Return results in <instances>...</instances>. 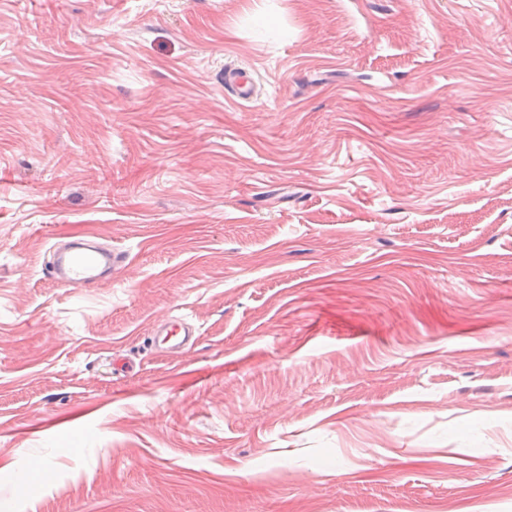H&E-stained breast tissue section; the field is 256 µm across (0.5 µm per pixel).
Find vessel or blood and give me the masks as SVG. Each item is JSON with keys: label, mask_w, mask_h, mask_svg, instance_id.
I'll return each mask as SVG.
<instances>
[{"label": "vessel or blood", "mask_w": 512, "mask_h": 512, "mask_svg": "<svg viewBox=\"0 0 512 512\" xmlns=\"http://www.w3.org/2000/svg\"><path fill=\"white\" fill-rule=\"evenodd\" d=\"M220 79L227 94L234 100L249 102L254 99L256 83L249 70L228 65ZM51 252L53 260L47 268L48 276L68 287L83 290L119 277L130 263L126 250L96 244L84 234L73 235L67 242L53 244ZM156 334L160 342L167 344L177 354H185L193 347L189 339L191 328L184 319L162 321Z\"/></svg>", "instance_id": "obj_1"}]
</instances>
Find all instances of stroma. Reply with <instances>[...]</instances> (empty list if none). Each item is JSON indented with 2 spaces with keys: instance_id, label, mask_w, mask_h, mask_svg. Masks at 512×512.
<instances>
[{
  "instance_id": "35a3bbf8",
  "label": "stroma",
  "mask_w": 512,
  "mask_h": 512,
  "mask_svg": "<svg viewBox=\"0 0 512 512\" xmlns=\"http://www.w3.org/2000/svg\"><path fill=\"white\" fill-rule=\"evenodd\" d=\"M0 506L512 512V0H0ZM224 81V89L236 101L250 102L256 93L255 78L252 73L244 68L234 65H225L224 74L220 75ZM66 238V243L52 245L53 261L49 262L47 275L70 288H97L119 277L130 263L126 250L96 244L86 234ZM154 336H159L158 341L167 344L177 354L184 355L193 347L189 336L191 333L190 324L182 318H170L159 323Z\"/></svg>"
}]
</instances>
